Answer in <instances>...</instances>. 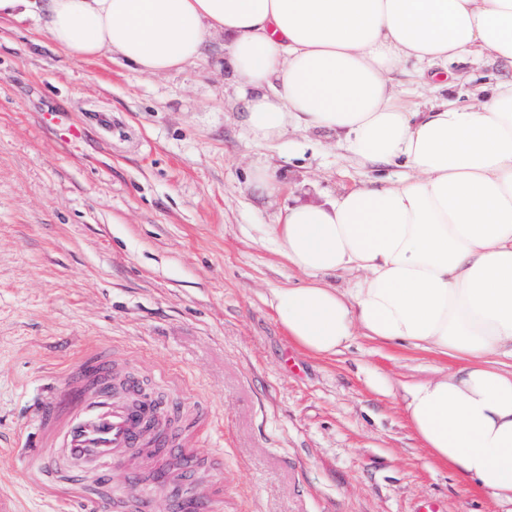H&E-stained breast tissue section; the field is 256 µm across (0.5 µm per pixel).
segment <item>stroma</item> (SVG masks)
Listing matches in <instances>:
<instances>
[{
  "instance_id": "35a3bbf8",
  "label": "stroma",
  "mask_w": 512,
  "mask_h": 512,
  "mask_svg": "<svg viewBox=\"0 0 512 512\" xmlns=\"http://www.w3.org/2000/svg\"><path fill=\"white\" fill-rule=\"evenodd\" d=\"M229 52L217 35L203 60L146 74L70 59L34 21L0 23V445L48 368L104 346L162 407H209L197 446L224 457L218 512H505L436 462L404 411L401 385L451 359L361 336L319 356L279 325L272 289L304 280L268 237L283 209L411 171L358 166L325 130L254 141ZM511 79V64L469 55L400 64L392 85L426 112L480 107ZM73 126L83 136L66 140ZM257 168L276 194L250 191ZM0 493L56 512L9 455Z\"/></svg>"
}]
</instances>
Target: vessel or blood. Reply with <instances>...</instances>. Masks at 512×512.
<instances>
[{
	"instance_id": "1",
	"label": "vessel or blood",
	"mask_w": 512,
	"mask_h": 512,
	"mask_svg": "<svg viewBox=\"0 0 512 512\" xmlns=\"http://www.w3.org/2000/svg\"><path fill=\"white\" fill-rule=\"evenodd\" d=\"M53 394L38 401L23 425L28 451L24 474L46 495L83 500L96 512H146L149 492L173 487L171 512H214L221 494L201 476L202 467L219 469L223 457L202 463L195 439L209 426L203 405L159 410L141 395L139 378L120 377L110 351L92 349L74 364L52 371ZM143 446L145 460L129 459ZM124 471L129 495L113 496L112 471Z\"/></svg>"
}]
</instances>
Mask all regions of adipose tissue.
Instances as JSON below:
<instances>
[{
  "instance_id": "ef3b65f1",
  "label": "adipose tissue",
  "mask_w": 512,
  "mask_h": 512,
  "mask_svg": "<svg viewBox=\"0 0 512 512\" xmlns=\"http://www.w3.org/2000/svg\"><path fill=\"white\" fill-rule=\"evenodd\" d=\"M26 19L68 58L150 74L222 35L255 140L327 129L357 163L403 161L400 182L286 208L269 234L306 281L271 306L318 355L360 334L455 360L404 384L407 417L436 461L512 504V81L477 109L415 112L386 79L403 61L512 63V0H0V22Z\"/></svg>"
}]
</instances>
